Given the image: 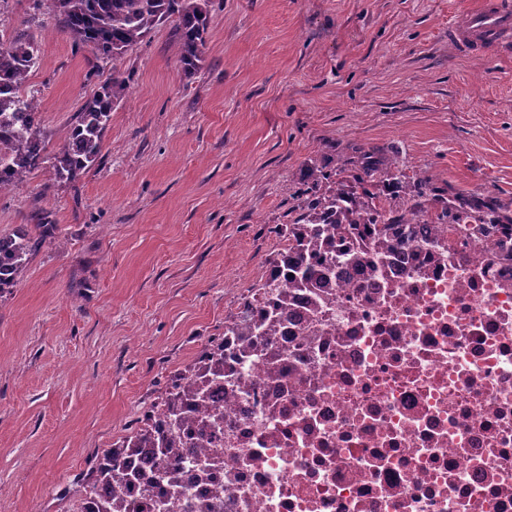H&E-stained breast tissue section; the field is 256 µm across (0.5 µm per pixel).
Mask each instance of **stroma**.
Instances as JSON below:
<instances>
[{
  "label": "stroma",
  "mask_w": 512,
  "mask_h": 512,
  "mask_svg": "<svg viewBox=\"0 0 512 512\" xmlns=\"http://www.w3.org/2000/svg\"><path fill=\"white\" fill-rule=\"evenodd\" d=\"M469 2L214 0L193 78L172 23L125 55L102 158L0 191V236L41 209L59 228L0 293V512H78L101 451L264 278L309 166L374 147L408 178L512 202V60L449 43ZM18 31L40 42L27 92L55 152L112 65L35 0H0V36Z\"/></svg>",
  "instance_id": "obj_1"
}]
</instances>
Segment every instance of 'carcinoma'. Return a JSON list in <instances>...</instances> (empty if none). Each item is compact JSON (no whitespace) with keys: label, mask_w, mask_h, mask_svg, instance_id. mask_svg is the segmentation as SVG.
<instances>
[{"label":"carcinoma","mask_w":512,"mask_h":512,"mask_svg":"<svg viewBox=\"0 0 512 512\" xmlns=\"http://www.w3.org/2000/svg\"><path fill=\"white\" fill-rule=\"evenodd\" d=\"M44 14L58 23L75 47L88 48L100 59L112 60V78L86 100L71 124L65 144L53 155L46 152L37 101L24 87L40 60L37 40L18 33L0 43V190L12 188L45 162L55 176L72 182L102 157L105 132L112 111L130 87V74L118 67L125 54L141 44L159 25L174 23L176 55L186 78L201 68L210 24L211 0H38ZM354 182L370 181L386 196L388 205L375 204L378 195L357 192L336 180V170L312 166L309 186L299 198V215L277 234L285 247L270 261L264 281L254 294L243 298L238 311L224 324V336L209 341L195 362L173 380L159 404L175 414L184 398L199 402L206 397L203 378L224 375L228 386L236 383L225 366L229 337L236 340L239 362L249 361L259 350H269L280 313L288 305V289L309 288L325 277L336 263L364 265L373 253L384 260L418 242L416 225L438 224L456 246L463 232L477 234L500 261H512V211L496 198L454 193L448 196L427 180H406V175L382 161L372 151L360 154ZM38 233L20 229L0 237V291L13 285L29 256L46 242L58 240V225L46 213L35 217ZM265 298L260 308L254 297ZM142 452L163 464L164 476L175 475L187 459L174 436H158L137 428L99 457L91 479L109 488L98 512H137L125 491L141 484V474L125 465L122 456Z\"/></svg>","instance_id":"cac0c4a2"}]
</instances>
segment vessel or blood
<instances>
[{"instance_id":"obj_1","label":"vessel or blood","mask_w":512,"mask_h":512,"mask_svg":"<svg viewBox=\"0 0 512 512\" xmlns=\"http://www.w3.org/2000/svg\"><path fill=\"white\" fill-rule=\"evenodd\" d=\"M448 39L462 55L498 56L512 51V0H481L454 16Z\"/></svg>"}]
</instances>
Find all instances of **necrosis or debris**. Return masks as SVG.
Instances as JSON below:
<instances>
[{
	"label": "necrosis or debris",
	"mask_w": 512,
	"mask_h": 512,
	"mask_svg": "<svg viewBox=\"0 0 512 512\" xmlns=\"http://www.w3.org/2000/svg\"><path fill=\"white\" fill-rule=\"evenodd\" d=\"M354 274L340 266L288 295L276 362L211 378L183 400L173 512H512V262L434 245ZM217 423L196 440L202 414ZM142 470L141 512L171 488Z\"/></svg>",
	"instance_id": "necrosis-or-debris-1"
}]
</instances>
